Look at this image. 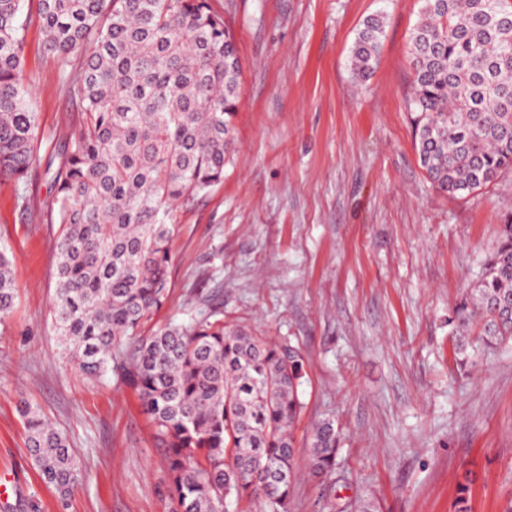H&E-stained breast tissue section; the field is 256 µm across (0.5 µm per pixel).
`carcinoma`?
I'll return each mask as SVG.
<instances>
[{"label":"carcinoma","instance_id":"obj_1","mask_svg":"<svg viewBox=\"0 0 512 512\" xmlns=\"http://www.w3.org/2000/svg\"><path fill=\"white\" fill-rule=\"evenodd\" d=\"M25 2L0 0V180L17 185L41 148L24 77ZM26 21L81 107L46 218L60 225L52 318L64 354L83 375L114 372L138 393L166 448L171 512H226L245 498L288 512L302 354L224 325L216 310L144 331L168 292L174 212L224 179L240 98L224 16L210 0H36ZM383 32V16L364 22L356 76L373 69ZM410 59L406 110L437 189L470 194L512 172V4L424 0ZM15 299L1 247L0 325ZM448 322L479 326L488 344L512 341V224ZM20 417L43 481L68 495L81 468L66 435L29 404ZM339 444L334 421L314 425L315 473L334 471Z\"/></svg>","mask_w":512,"mask_h":512}]
</instances>
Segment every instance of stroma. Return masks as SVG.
<instances>
[{"instance_id":"obj_1","label":"stroma","mask_w":512,"mask_h":512,"mask_svg":"<svg viewBox=\"0 0 512 512\" xmlns=\"http://www.w3.org/2000/svg\"><path fill=\"white\" fill-rule=\"evenodd\" d=\"M238 46L242 94L224 180L179 205L168 296L146 325L220 308L226 324L288 341L306 361L289 512H471L512 501V343L471 337L448 313L473 287L502 225L512 172L469 195L436 189L405 108L423 0H212ZM385 36L365 79L350 69L364 21ZM25 28L24 73L42 146L30 212L0 183V246L18 296L0 331V512H169L165 454L137 393L63 356L51 315L60 227L37 222L77 107ZM38 405L69 439L82 479L60 497L24 447ZM341 430L334 472L308 467L315 422Z\"/></svg>"}]
</instances>
